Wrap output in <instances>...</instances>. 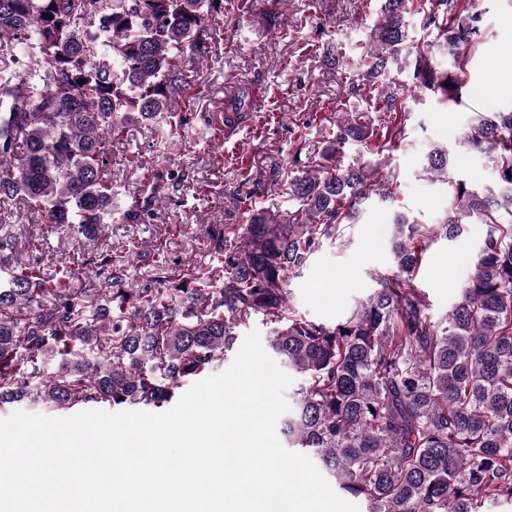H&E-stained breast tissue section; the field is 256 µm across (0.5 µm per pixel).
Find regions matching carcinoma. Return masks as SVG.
<instances>
[{"instance_id": "carcinoma-1", "label": "carcinoma", "mask_w": 512, "mask_h": 512, "mask_svg": "<svg viewBox=\"0 0 512 512\" xmlns=\"http://www.w3.org/2000/svg\"><path fill=\"white\" fill-rule=\"evenodd\" d=\"M479 2L383 0L350 92L378 90L377 111H396L400 95L386 76L402 63L413 88L458 101L483 34ZM412 11L435 30L452 67L438 68L428 46L411 39ZM228 14L224 0H0V406L163 409L260 317L274 360L303 378L281 419L286 447L308 456L338 493L366 512H479L488 501H512V110L479 112L465 133L491 157L495 186L448 181V212L435 225L396 214L398 272L377 276L379 288L333 324L291 307L289 278L356 220L363 200L394 198L389 180L343 163L340 145L382 138L348 112L317 156H302L297 130L298 147L275 179L293 202L286 214L253 206L261 181L235 188L245 224L232 238L217 231L220 283L188 262L156 265L159 287L137 288L129 245L94 262L107 287L91 296L70 287L66 273L47 286L41 267L15 256L11 206L20 196L87 238L112 222L114 140L128 123L174 133L170 104L189 85L187 53ZM449 166L448 149L428 152L427 174L446 178ZM153 216L146 206L122 212L137 224ZM473 220L488 226L473 273L436 321L407 277L426 241L452 240ZM57 356L58 370L45 372Z\"/></svg>"}]
</instances>
